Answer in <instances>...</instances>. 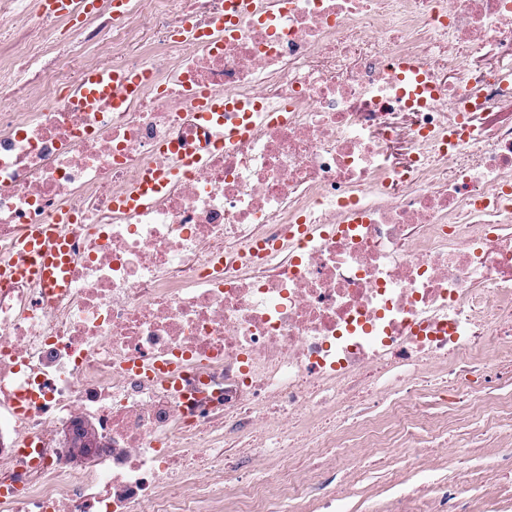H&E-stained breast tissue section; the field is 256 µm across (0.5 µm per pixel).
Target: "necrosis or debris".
I'll return each instance as SVG.
<instances>
[{"mask_svg": "<svg viewBox=\"0 0 512 512\" xmlns=\"http://www.w3.org/2000/svg\"><path fill=\"white\" fill-rule=\"evenodd\" d=\"M223 13L0 0V258L76 218L65 288L0 282V512H317L367 456L512 467V0H255L177 38ZM94 68L148 80L87 109ZM201 91L288 119L209 149ZM172 139L202 166L114 208ZM386 512L468 510L398 479ZM252 0H229L225 4L224 15L216 20V25L224 27L227 24L234 25L245 15L252 11Z\"/></svg>", "mask_w": 512, "mask_h": 512, "instance_id": "necrosis-or-debris-1", "label": "necrosis or debris"}]
</instances>
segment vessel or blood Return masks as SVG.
Segmentation results:
<instances>
[{"label": "vessel or blood", "instance_id": "vessel-or-blood-1", "mask_svg": "<svg viewBox=\"0 0 512 512\" xmlns=\"http://www.w3.org/2000/svg\"><path fill=\"white\" fill-rule=\"evenodd\" d=\"M252 0H227L224 13L217 18V26L234 25L252 10ZM144 75L138 71L111 72L95 70L86 73L79 87L81 105L94 103L100 96L111 95L115 106H123L128 98L138 93ZM196 125L207 134L211 148H226L246 138L256 124L287 121L285 110L273 111L257 100L242 101L221 93L200 95L193 114ZM157 151L164 156L174 155L179 167L156 166L146 170L134 192L120 197L117 208L136 210L148 205L180 172L199 167L203 157L199 152L186 149L177 141L161 143ZM67 212L56 215L54 223L29 227L24 236L10 248L9 258L0 263V280H29L50 288L65 285L59 272L58 256L64 239L57 231L58 224L71 222Z\"/></svg>", "mask_w": 512, "mask_h": 512}]
</instances>
